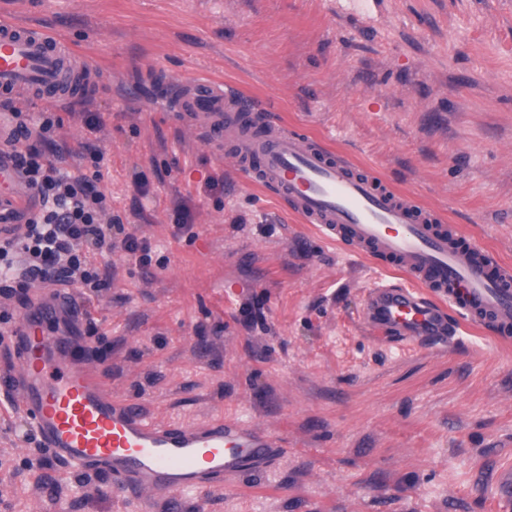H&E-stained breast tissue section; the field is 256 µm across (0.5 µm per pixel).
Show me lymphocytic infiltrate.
<instances>
[{
    "instance_id": "lymphocytic-infiltrate-1",
    "label": "lymphocytic infiltrate",
    "mask_w": 512,
    "mask_h": 512,
    "mask_svg": "<svg viewBox=\"0 0 512 512\" xmlns=\"http://www.w3.org/2000/svg\"><path fill=\"white\" fill-rule=\"evenodd\" d=\"M14 122L5 143L9 158L37 207L24 223L0 226V256L10 259L15 279L37 281L48 289L81 286L101 292L112 276L95 256L121 250L148 264L151 244L123 224L104 221L106 197L86 175H73L44 158L32 138H46L55 120L51 113L31 119L12 101L0 105Z\"/></svg>"
}]
</instances>
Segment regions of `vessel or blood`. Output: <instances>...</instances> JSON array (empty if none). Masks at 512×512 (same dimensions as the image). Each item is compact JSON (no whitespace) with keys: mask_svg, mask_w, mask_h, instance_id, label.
<instances>
[{"mask_svg":"<svg viewBox=\"0 0 512 512\" xmlns=\"http://www.w3.org/2000/svg\"><path fill=\"white\" fill-rule=\"evenodd\" d=\"M89 69L56 36L0 22V94L50 89L65 71ZM153 106L207 113L212 148L231 145L244 183L272 190L323 239L383 262L401 277V284L368 294L364 319L370 327L443 346L466 325L488 329L499 342L512 338V271L497 267L492 254L464 246L433 208L278 120L263 118L257 131L244 128L240 113L259 106L223 83L194 79L176 101L159 97ZM32 204L20 192L1 196L0 216L24 223ZM79 309L69 293L31 308L14 336L21 369L0 379L55 461L71 471H105L127 495L164 502L258 470L284 452L274 435L247 422L172 426L113 398L97 374L67 362V337L43 330L45 319Z\"/></svg>","mask_w":512,"mask_h":512,"instance_id":"b4317fda","label":"vessel or blood"}]
</instances>
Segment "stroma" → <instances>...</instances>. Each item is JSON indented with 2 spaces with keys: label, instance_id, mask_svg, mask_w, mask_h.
I'll return each mask as SVG.
<instances>
[{
  "label": "stroma",
  "instance_id": "1",
  "mask_svg": "<svg viewBox=\"0 0 512 512\" xmlns=\"http://www.w3.org/2000/svg\"><path fill=\"white\" fill-rule=\"evenodd\" d=\"M94 65L99 91L56 112L45 153L99 172L109 216L151 242L142 266L97 257L112 286L81 297L73 353L113 397L164 424L267 428L265 470L145 508L103 473L48 463L0 396V512H512V343L445 352L371 331L387 269L325 242L243 184L184 113L182 79L261 99L289 129L433 206L512 267V0H0ZM104 122L90 130L86 116ZM0 290V369L23 294Z\"/></svg>",
  "mask_w": 512,
  "mask_h": 512
}]
</instances>
